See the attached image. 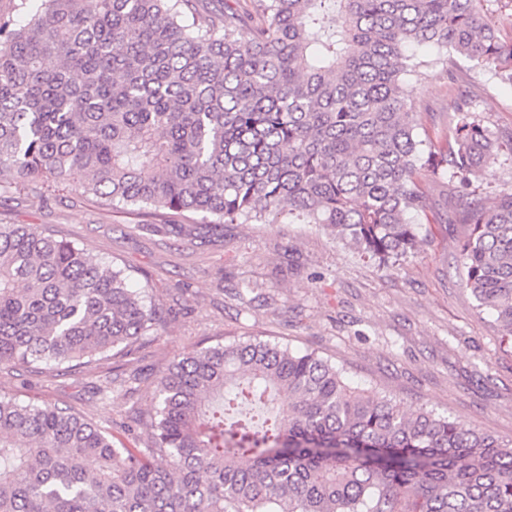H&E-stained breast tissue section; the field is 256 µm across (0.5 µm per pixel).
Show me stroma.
<instances>
[{
    "label": "stroma",
    "instance_id": "35a3bbf8",
    "mask_svg": "<svg viewBox=\"0 0 512 512\" xmlns=\"http://www.w3.org/2000/svg\"><path fill=\"white\" fill-rule=\"evenodd\" d=\"M417 133L433 138L452 125L462 94L501 142L512 139V86L460 62L410 81ZM429 206L415 214L417 248L398 264L377 261L327 229L296 219L228 224L205 242L140 228V216L104 209L70 189L41 199L0 200V224H45L94 259L126 268L167 310L161 334L84 373L35 375L0 369V395L72 407L123 436L144 391L122 393L115 371L154 377L174 357L241 339L274 340L314 350L343 368L347 383L463 420L512 441V353L500 345L494 317L478 307L456 257L468 233L449 180L419 176Z\"/></svg>",
    "mask_w": 512,
    "mask_h": 512
}]
</instances>
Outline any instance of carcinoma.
Wrapping results in <instances>:
<instances>
[{
    "instance_id": "1",
    "label": "carcinoma",
    "mask_w": 512,
    "mask_h": 512,
    "mask_svg": "<svg viewBox=\"0 0 512 512\" xmlns=\"http://www.w3.org/2000/svg\"><path fill=\"white\" fill-rule=\"evenodd\" d=\"M0 19V198L64 190L182 233L295 216L394 263L419 241L420 171L456 180L459 262L512 344L509 151L467 109L416 133L405 76L460 58L512 85L489 0H35ZM433 45V59L408 53ZM165 321L124 270L37 224H0V367L112 357ZM152 444L0 397V512H512V445L350 387L315 352L248 339L173 359ZM167 462L160 467L157 457ZM491 175L481 187L482 196L491 200L495 193L512 186V160L507 155V150L499 158L491 169Z\"/></svg>"
}]
</instances>
